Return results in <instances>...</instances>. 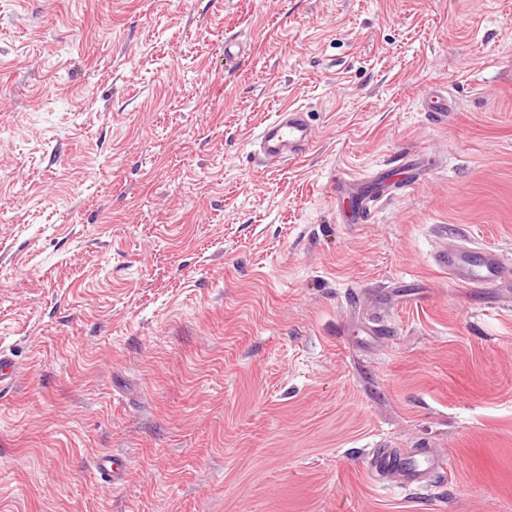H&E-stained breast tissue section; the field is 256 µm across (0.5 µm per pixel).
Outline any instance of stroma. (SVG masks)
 I'll return each mask as SVG.
<instances>
[{
  "mask_svg": "<svg viewBox=\"0 0 512 512\" xmlns=\"http://www.w3.org/2000/svg\"><path fill=\"white\" fill-rule=\"evenodd\" d=\"M290 104L314 146L262 165ZM458 243L512 268V0H0V512H512V281ZM388 286L429 300L373 342ZM383 443L447 470L382 485ZM423 111L427 112L435 123H444L448 119V112L452 110V103L448 100V96H444L439 92L430 94L422 102ZM349 182L341 179L333 178L331 183L332 193L336 196V201L341 198L343 200L349 199V214L343 212V217L349 221L348 224H362L368 221V217L374 205L380 198L387 196L391 185L382 178L378 177L373 179L371 184V191L368 194H360L354 192L352 196H346L348 193L347 185ZM439 264L448 270L449 279L476 291L498 288L506 277L496 253L483 247L463 246L445 251Z\"/></svg>",
  "mask_w": 512,
  "mask_h": 512,
  "instance_id": "stroma-1",
  "label": "stroma"
}]
</instances>
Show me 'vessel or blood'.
Here are the masks:
<instances>
[{"mask_svg":"<svg viewBox=\"0 0 512 512\" xmlns=\"http://www.w3.org/2000/svg\"><path fill=\"white\" fill-rule=\"evenodd\" d=\"M424 112L436 123L446 121L452 104L447 96L435 92L424 99ZM315 127L309 112L301 108L284 106L273 118L264 122L256 138L258 154L270 163H283L299 159L314 143ZM336 198H348L347 221L365 223L380 198L387 196L390 185L382 178L371 182L369 193H349L347 183L336 179L331 183ZM439 264L448 277L461 286L478 291L498 288L506 277L494 251L482 247L463 246L443 252ZM443 456L430 447L400 451L394 448L375 449L369 459V468L379 480L411 488L427 483L444 471Z\"/></svg>","mask_w":512,"mask_h":512,"instance_id":"1","label":"vessel or blood"}]
</instances>
